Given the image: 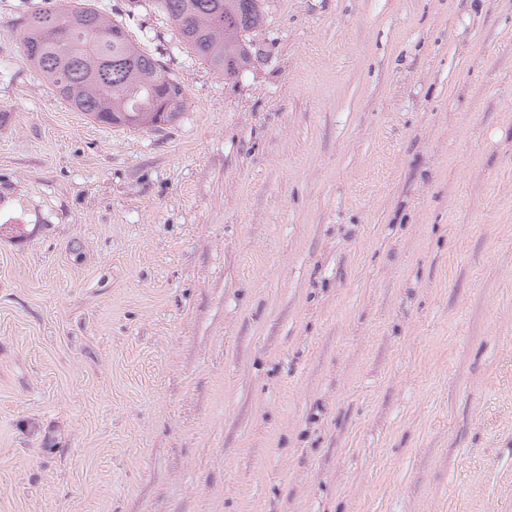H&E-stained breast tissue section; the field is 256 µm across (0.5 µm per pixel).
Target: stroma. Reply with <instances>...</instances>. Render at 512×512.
Here are the masks:
<instances>
[{"label":"stroma","instance_id":"35a3bbf8","mask_svg":"<svg viewBox=\"0 0 512 512\" xmlns=\"http://www.w3.org/2000/svg\"><path fill=\"white\" fill-rule=\"evenodd\" d=\"M0 0V512H512V0H265L109 127Z\"/></svg>","mask_w":512,"mask_h":512}]
</instances>
